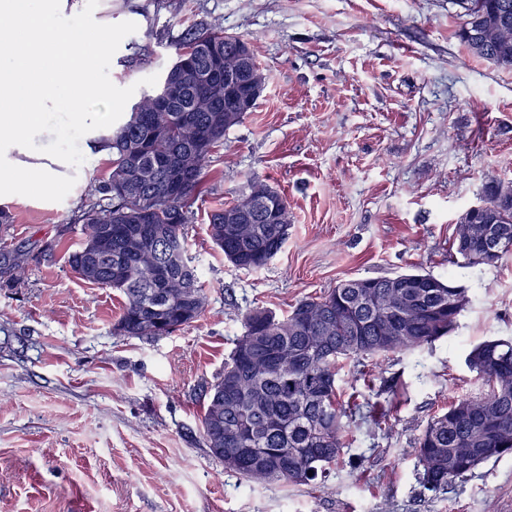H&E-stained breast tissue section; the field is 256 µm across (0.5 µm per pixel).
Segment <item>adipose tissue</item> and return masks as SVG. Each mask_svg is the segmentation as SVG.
<instances>
[{
	"label": "adipose tissue",
	"mask_w": 512,
	"mask_h": 512,
	"mask_svg": "<svg viewBox=\"0 0 512 512\" xmlns=\"http://www.w3.org/2000/svg\"><path fill=\"white\" fill-rule=\"evenodd\" d=\"M77 14L79 27L62 29L61 16ZM119 32L103 0H0V198L51 195L66 178L67 159L46 136L43 121L58 101L69 120L101 149L107 118L86 100L117 106L112 86L94 81L101 57L112 54Z\"/></svg>",
	"instance_id": "adipose-tissue-1"
}]
</instances>
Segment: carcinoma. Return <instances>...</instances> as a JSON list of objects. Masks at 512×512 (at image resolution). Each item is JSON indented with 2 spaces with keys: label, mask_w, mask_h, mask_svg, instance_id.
<instances>
[{
  "label": "carcinoma",
  "mask_w": 512,
  "mask_h": 512,
  "mask_svg": "<svg viewBox=\"0 0 512 512\" xmlns=\"http://www.w3.org/2000/svg\"><path fill=\"white\" fill-rule=\"evenodd\" d=\"M464 22L458 37L468 51L512 69V0H456ZM244 38L210 25L175 44L171 65L129 116L103 137L112 153L108 177L91 186L92 201L79 209V247L68 255L75 276L121 292V336L154 339L190 326L207 296L187 254L186 224L202 196L208 162L246 111L228 112L199 92L189 63L224 59ZM177 87L170 112H155L154 98ZM487 209L464 213L453 240L460 268L512 258V182L491 179ZM248 206L239 224L224 211ZM288 203L270 185L251 178L237 197L209 214V234L224 259L257 271L288 238ZM30 259L20 247L0 251V279L16 284ZM453 278L407 272L346 279L317 297H304L283 315L255 308L243 317L224 371L203 387L199 435L209 455L248 484H320L355 442L350 423L361 415L381 426L390 418L392 384L376 369L394 352H413L448 336L470 298L450 288ZM372 361L360 371L375 400L358 401L337 386L348 364ZM467 363L482 386L448 403L418 436L415 451L422 486L438 492L466 480L474 469L512 454V340L491 338L471 349Z\"/></svg>",
  "instance_id": "obj_1"
}]
</instances>
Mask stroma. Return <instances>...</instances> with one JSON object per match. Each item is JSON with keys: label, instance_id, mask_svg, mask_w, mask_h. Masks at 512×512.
<instances>
[{"label": "stroma", "instance_id": "stroma-1", "mask_svg": "<svg viewBox=\"0 0 512 512\" xmlns=\"http://www.w3.org/2000/svg\"><path fill=\"white\" fill-rule=\"evenodd\" d=\"M112 0L122 36L95 70L124 120L172 62L187 29L244 36L268 83L209 160L185 228L208 304L152 341L115 335L123 297L77 279L62 233L111 158L87 151L65 107L45 117L70 158L65 187L1 207L0 243L36 254L21 285L0 282V512H512V455L439 493L418 479L414 442L451 398L478 386L465 365L490 337L512 338V260L449 262L461 214L492 178L512 182V70L471 56L452 0ZM288 203L282 250L241 270L213 245L208 214L247 179ZM415 268L454 275L472 301L450 336L383 361L401 406L378 430L356 422L375 460L327 485H249L199 440V389L224 368L242 319L281 314L338 281Z\"/></svg>", "mask_w": 512, "mask_h": 512}]
</instances>
